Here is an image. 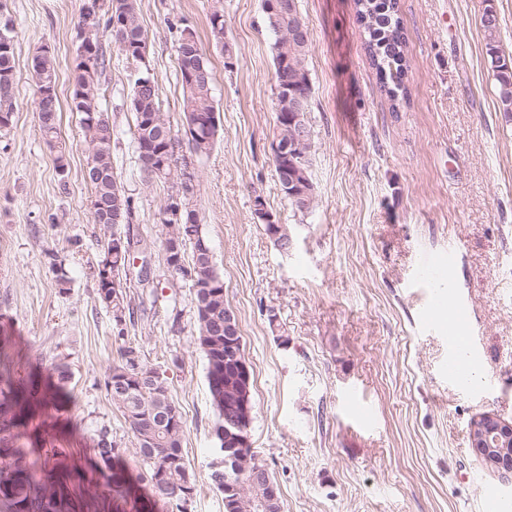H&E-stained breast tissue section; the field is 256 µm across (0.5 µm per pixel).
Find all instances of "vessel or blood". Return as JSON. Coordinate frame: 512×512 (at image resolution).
Instances as JSON below:
<instances>
[{"mask_svg":"<svg viewBox=\"0 0 512 512\" xmlns=\"http://www.w3.org/2000/svg\"><path fill=\"white\" fill-rule=\"evenodd\" d=\"M455 262L456 252L452 249L424 255L418 266V278L429 289L427 310L447 307L451 317L460 326L459 332L449 342L448 363L443 368V375L452 384L462 387L466 384L464 369L461 365L462 360L467 359L474 362L478 359L477 347L466 329L469 311L463 301L448 299L438 288L439 282L446 280L452 272Z\"/></svg>","mask_w":512,"mask_h":512,"instance_id":"vessel-or-blood-1","label":"vessel or blood"}]
</instances>
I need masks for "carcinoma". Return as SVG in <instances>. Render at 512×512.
I'll return each instance as SVG.
<instances>
[{
  "instance_id": "1",
  "label": "carcinoma",
  "mask_w": 512,
  "mask_h": 512,
  "mask_svg": "<svg viewBox=\"0 0 512 512\" xmlns=\"http://www.w3.org/2000/svg\"><path fill=\"white\" fill-rule=\"evenodd\" d=\"M263 0L262 8L274 42V78L277 109L276 136L287 138L290 129L287 117L293 111L295 99L309 106L311 96L307 70L310 42H290L281 35L288 26L305 22L300 13L273 14ZM358 18L363 28L366 47L379 74L381 88L398 110L407 98L404 79L409 61L400 16L399 0H355ZM80 20L91 25L105 23L112 44L132 65L142 67L134 81L130 110L135 117L134 151L140 163L142 180L151 183L165 179L174 171L186 175L188 161L177 155L176 140L169 117L162 112L159 89L144 92L141 80L150 77L146 68L149 52L147 35L140 23L138 0H88L82 7ZM489 70L497 85L501 111L512 118V55L499 47V22L488 8L482 17ZM191 49L183 48L184 38H178L177 56L179 81L183 94V129L190 153L198 158L213 149L219 132L213 95L210 60L200 47L195 30ZM37 92L48 93L43 111L38 113L39 129L46 143L53 147L58 138L56 59L51 47L43 45L32 58ZM105 71V50L97 45L93 61L88 63L76 54L71 110L81 114V126L87 146L88 182L92 185L91 214L99 228V243L103 256L93 271L96 297L112 320L115 341L119 342L118 362L113 364L105 380L107 395L121 413L135 439V454L139 469L132 473L124 451L102 428L96 434L95 467L121 498L137 497L144 490L148 501L175 505L185 512L186 505L197 495L195 476L189 468L183 445L186 421L173 401L166 380L142 354L137 339L128 336V326L135 325V315L146 312L144 298L134 303L127 293L112 288V282L122 280L131 259L113 252V237L121 236L128 246L141 242L134 232V207L131 198L114 172L112 161V128L99 102V79ZM15 82L14 39L9 24L0 28V128H7L14 112ZM314 141L303 144L288 161L272 160L278 186L293 215H305L317 203V194L309 172ZM170 158L161 175L149 172L147 161L155 154ZM291 175L283 181V169ZM183 212L181 220L161 219L163 262L171 277L189 283L196 313L194 342L205 360L206 379L211 405L215 414L213 435L217 447H224V430L236 431L242 421L252 425L254 403L248 400L249 412L230 413L226 408L227 391L252 395L253 383L245 384L234 369L224 365V314L231 308L224 301V277L220 273L210 243L198 214L192 208V196L182 184ZM52 370L53 383L42 380L40 374L26 378L14 375L13 364L5 346H0V512H81L88 503L76 490L85 483V472L68 463L64 448H51L54 463L31 459L29 449L19 441L29 436V420L51 402L67 394L73 379L71 366L59 361ZM210 482L224 500V512H259L256 502L263 493V481L250 470L227 472L210 469Z\"/></svg>"
}]
</instances>
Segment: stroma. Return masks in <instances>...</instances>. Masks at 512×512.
Segmentation results:
<instances>
[{
    "label": "stroma",
    "mask_w": 512,
    "mask_h": 512,
    "mask_svg": "<svg viewBox=\"0 0 512 512\" xmlns=\"http://www.w3.org/2000/svg\"><path fill=\"white\" fill-rule=\"evenodd\" d=\"M84 2L0 0V23L13 26L16 75L12 123L0 130V338L9 339L17 376L49 374L60 358L74 372L70 401L30 423L35 456L47 458L56 444L70 449L97 512H143L114 500L92 462L103 426L128 464L136 459L133 436L105 391L118 345L91 277L102 252L80 116L70 109ZM139 5L146 64L175 135L183 133L181 28L196 29L211 61L221 130L212 152L191 160L193 206L238 318L253 371L251 439L284 512H484L487 485L512 497V475L487 467L470 439V423L481 414L512 423V121L499 110L482 28L493 7L500 43L511 48L512 0H400L409 99L396 112L379 88L354 0H299L311 40L307 119L318 198L303 217L289 212L271 161L275 36L262 0ZM216 10L224 16L226 54L208 27ZM45 44L57 59L62 175L36 109L32 58ZM107 57L100 105L157 298L134 334L186 420L184 453L198 485L186 512H224L208 478L214 414L193 342L191 290L162 261L159 210L177 183L141 180L129 108L137 73L116 47ZM257 195L289 226L290 251H279L257 223ZM77 239L82 249L74 248ZM451 247L453 292L469 306L482 362L467 388L441 374L448 327L427 322L416 276L425 253ZM365 410L374 428L360 426Z\"/></svg>",
    "instance_id": "1"
}]
</instances>
